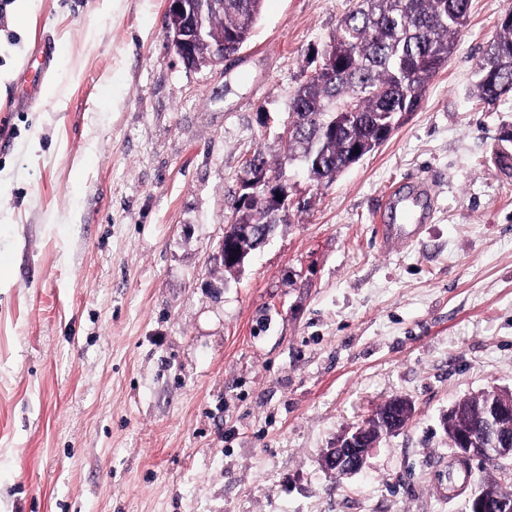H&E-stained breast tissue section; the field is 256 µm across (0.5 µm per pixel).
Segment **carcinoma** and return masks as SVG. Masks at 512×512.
<instances>
[{
  "instance_id": "1",
  "label": "carcinoma",
  "mask_w": 512,
  "mask_h": 512,
  "mask_svg": "<svg viewBox=\"0 0 512 512\" xmlns=\"http://www.w3.org/2000/svg\"><path fill=\"white\" fill-rule=\"evenodd\" d=\"M263 0H224V9L202 4L204 23L224 35V53L237 52L251 37ZM471 0H355L340 19L329 46L336 70L310 76L295 90L288 109L301 117L297 133L285 139L286 161L272 163L257 150L253 160L276 177L295 162L312 166L313 179L332 181L382 145L403 118L415 111L430 82L448 63L458 34L467 24ZM476 99L493 106L512 95V20H503L476 62ZM277 195L259 190L239 204L230 230L247 231L272 216L280 221ZM466 398L448 413L476 403Z\"/></svg>"
}]
</instances>
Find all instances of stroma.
<instances>
[{"mask_svg":"<svg viewBox=\"0 0 512 512\" xmlns=\"http://www.w3.org/2000/svg\"><path fill=\"white\" fill-rule=\"evenodd\" d=\"M352 0H264L186 68L165 0H38L0 19V512H466L441 417L512 390V96L469 88L512 0H472L416 112L285 223L216 261L246 159L284 157L295 89ZM53 54L25 101V68ZM437 198L383 238L392 185ZM414 411L355 475L322 454L389 400ZM224 236L219 241L218 245V251H217V257L221 261L222 265L224 266L225 270L227 271H234L239 269L245 258L249 255V250L246 249L245 246L242 244H235L231 243V241H228L226 246V251L228 252V257L226 259V264H224Z\"/></svg>","mask_w":512,"mask_h":512,"instance_id":"stroma-1","label":"stroma"}]
</instances>
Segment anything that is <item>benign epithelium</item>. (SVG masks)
Instances as JSON below:
<instances>
[{
	"mask_svg": "<svg viewBox=\"0 0 512 512\" xmlns=\"http://www.w3.org/2000/svg\"><path fill=\"white\" fill-rule=\"evenodd\" d=\"M166 5V12L175 20L174 27L166 31V37L185 66L198 68L224 62L222 40L207 60L202 61L197 56L196 48L199 44L208 42V32L194 0H166ZM242 185L252 190L261 187L268 192L280 189V181L267 176L264 170L252 162L246 164ZM248 255L249 250L239 243L226 244L219 241L217 257L226 261L224 268L227 271L239 269ZM490 425L512 427V391L503 394L502 403L490 405L473 424L450 429L445 422L443 428L450 429L454 436V451L458 456L497 468L501 474V486L508 489L512 487V440L506 433L500 437L488 436ZM382 437L383 434L374 433L370 423L348 431L336 441V447L325 451L327 469L335 476L351 475L360 471L367 456L377 447Z\"/></svg>",
	"mask_w": 512,
	"mask_h": 512,
	"instance_id": "7a95c632",
	"label": "benign epithelium"
}]
</instances>
